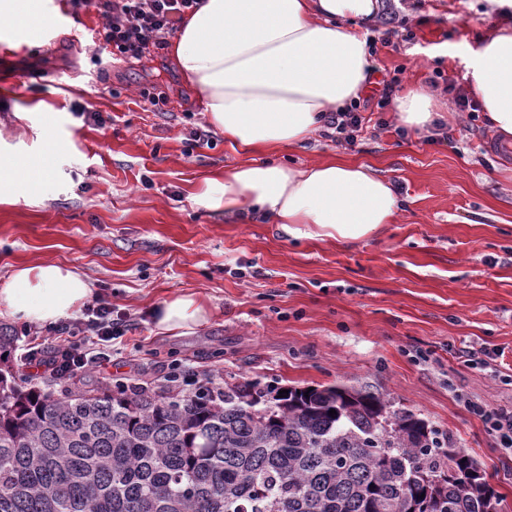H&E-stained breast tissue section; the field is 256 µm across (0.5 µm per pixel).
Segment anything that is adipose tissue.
Returning a JSON list of instances; mask_svg holds the SVG:
<instances>
[{
	"label": "adipose tissue",
	"instance_id": "ef3b65f1",
	"mask_svg": "<svg viewBox=\"0 0 512 512\" xmlns=\"http://www.w3.org/2000/svg\"><path fill=\"white\" fill-rule=\"evenodd\" d=\"M502 19L469 57L465 78L492 127L512 143V0H490ZM378 0H201L186 18L172 60L201 99L209 123L249 154L248 162L206 179L200 203L214 213L269 218L294 239H331L351 245L394 223L401 201L372 165L336 157L303 167L275 161L305 144L328 113L359 99L375 75L365 35ZM10 25L11 50L27 44V31L50 22L42 0H0ZM399 122L421 133L439 119L429 93L408 88L396 98ZM57 113L33 126L31 150L0 147L2 186L38 187L43 150L55 141ZM91 293L85 276L59 263L17 264L0 288V314L46 324L79 311ZM209 318L206 303L181 294L159 303L161 332L187 331Z\"/></svg>",
	"mask_w": 512,
	"mask_h": 512
}]
</instances>
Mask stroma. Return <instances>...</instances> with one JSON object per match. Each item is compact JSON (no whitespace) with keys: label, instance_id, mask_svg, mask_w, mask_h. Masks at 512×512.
<instances>
[{"label":"stroma","instance_id":"stroma-1","mask_svg":"<svg viewBox=\"0 0 512 512\" xmlns=\"http://www.w3.org/2000/svg\"><path fill=\"white\" fill-rule=\"evenodd\" d=\"M372 27L389 35L378 77L432 83L454 114L447 131L401 135L391 109L368 104L354 143L316 133L284 151L305 165L333 156L376 165L401 196L395 223L349 246L288 239L268 219L244 223L207 210L206 178L247 157L207 128L203 104L170 59L101 53L94 7L44 0L50 27L19 52L0 47V136L31 140L35 111L61 113L39 197L0 204V287L14 265L55 262L92 280L123 324L101 382L168 374L280 385L362 387L448 432L477 459L512 512V460L496 450L462 398L512 406V157L494 152L482 112L460 110L466 60L487 32V0H382ZM444 80L433 83L435 71ZM166 98L150 108L143 92ZM102 113L106 128L85 118ZM183 293L210 306L206 325L160 333L152 311ZM468 344L498 354L495 369L459 359Z\"/></svg>","mask_w":512,"mask_h":512}]
</instances>
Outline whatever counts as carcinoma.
Returning <instances> with one entry per match:
<instances>
[{"label":"carcinoma","mask_w":512,"mask_h":512,"mask_svg":"<svg viewBox=\"0 0 512 512\" xmlns=\"http://www.w3.org/2000/svg\"><path fill=\"white\" fill-rule=\"evenodd\" d=\"M17 339L0 326V512H499L452 436L361 387L44 392Z\"/></svg>","instance_id":"carcinoma-1"}]
</instances>
